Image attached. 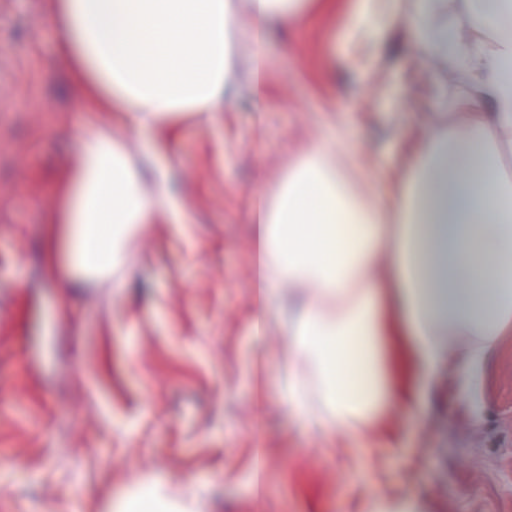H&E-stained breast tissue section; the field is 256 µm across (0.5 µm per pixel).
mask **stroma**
Instances as JSON below:
<instances>
[{
  "instance_id": "stroma-1",
  "label": "stroma",
  "mask_w": 512,
  "mask_h": 512,
  "mask_svg": "<svg viewBox=\"0 0 512 512\" xmlns=\"http://www.w3.org/2000/svg\"><path fill=\"white\" fill-rule=\"evenodd\" d=\"M49 7L0 0V512H116L155 479L188 493L190 512H362L373 494L416 497L426 512H512V335L480 375V424L443 378L425 417L365 452L291 414L288 339L250 331L256 177L274 191L337 120L351 153L374 163L353 180L379 193L409 144L464 111L460 72L407 51L402 21L373 53L352 33L355 0L304 8L259 46L245 34L213 123L186 112L139 134L172 163L186 222L158 212L113 271L119 287L74 291L45 241L78 138L139 135L123 113L72 111Z\"/></svg>"
}]
</instances>
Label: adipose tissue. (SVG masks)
I'll list each match as a JSON object with an SVG mask.
<instances>
[{
    "label": "adipose tissue",
    "instance_id": "obj_1",
    "mask_svg": "<svg viewBox=\"0 0 512 512\" xmlns=\"http://www.w3.org/2000/svg\"><path fill=\"white\" fill-rule=\"evenodd\" d=\"M307 0H250L251 36L288 25ZM474 40L448 0H361L356 27L404 17L412 46L465 78L467 113L402 159L399 181L358 191L336 164L342 131L251 196V263L262 304L288 303L282 329L315 391L288 386L293 415L329 440L367 442L392 411L421 417L441 376L473 404L482 366L512 335V0H467ZM57 53L81 101L142 128L214 112L235 80L234 0H53ZM170 167L137 166L103 132L84 135L64 193L56 275L71 288L119 264L131 231L173 204Z\"/></svg>",
    "mask_w": 512,
    "mask_h": 512
}]
</instances>
